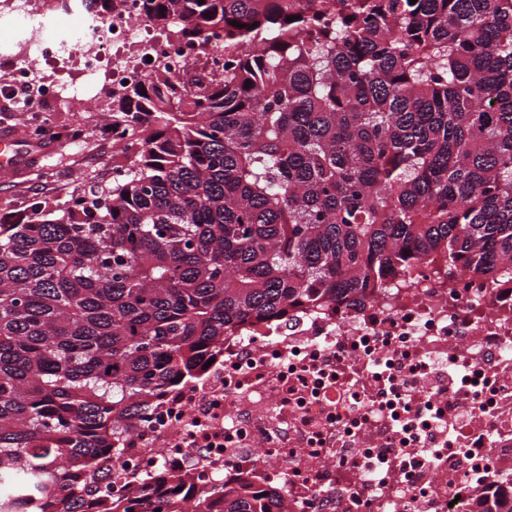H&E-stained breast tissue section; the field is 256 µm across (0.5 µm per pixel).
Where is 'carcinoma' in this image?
Instances as JSON below:
<instances>
[{
	"instance_id": "cac0c4a2",
	"label": "carcinoma",
	"mask_w": 512,
	"mask_h": 512,
	"mask_svg": "<svg viewBox=\"0 0 512 512\" xmlns=\"http://www.w3.org/2000/svg\"><path fill=\"white\" fill-rule=\"evenodd\" d=\"M83 7L107 21L115 0ZM143 10L198 63L110 95L139 147L109 190L0 223V512H281L246 481L189 501L183 472L115 497L154 393L245 324L425 261L512 278V0Z\"/></svg>"
}]
</instances>
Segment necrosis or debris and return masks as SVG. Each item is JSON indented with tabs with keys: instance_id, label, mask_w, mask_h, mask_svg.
<instances>
[{
	"instance_id": "4bbe7bcc",
	"label": "necrosis or debris",
	"mask_w": 512,
	"mask_h": 512,
	"mask_svg": "<svg viewBox=\"0 0 512 512\" xmlns=\"http://www.w3.org/2000/svg\"><path fill=\"white\" fill-rule=\"evenodd\" d=\"M142 4L117 0L110 21L90 16L60 34L29 0H0L18 32L0 78L32 102L69 101L76 85L36 72L77 59L83 82L118 91L158 63L192 66L198 48L154 36ZM134 43L130 61L103 52ZM436 409L439 424L427 419ZM196 427L207 447L189 446ZM120 462L131 482L160 468L199 488L248 479L286 512H469L478 496L511 497L512 289L425 264L359 302L240 332L202 382L157 398Z\"/></svg>"
}]
</instances>
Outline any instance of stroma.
<instances>
[{
	"mask_svg": "<svg viewBox=\"0 0 512 512\" xmlns=\"http://www.w3.org/2000/svg\"><path fill=\"white\" fill-rule=\"evenodd\" d=\"M107 89L96 84L86 90V103L67 106L46 102L33 109L0 112V133H8L26 142L46 140L56 144L55 153L33 159L13 174L0 175V217L26 211L34 200L47 202L50 209L62 212L71 195L100 190L111 183L109 174L121 161L106 121L98 107L106 103ZM69 129L83 130L78 141L65 139Z\"/></svg>",
	"mask_w": 512,
	"mask_h": 512,
	"instance_id": "stroma-1",
	"label": "stroma"
}]
</instances>
